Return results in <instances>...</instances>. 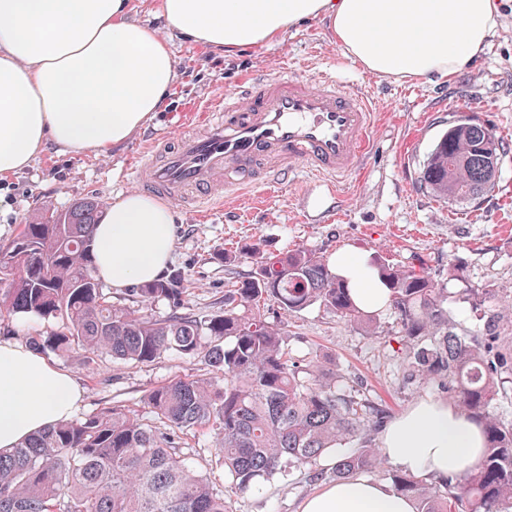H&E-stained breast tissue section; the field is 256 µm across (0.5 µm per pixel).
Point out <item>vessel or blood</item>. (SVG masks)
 Here are the masks:
<instances>
[{"label":"vessel or blood","mask_w":512,"mask_h":512,"mask_svg":"<svg viewBox=\"0 0 512 512\" xmlns=\"http://www.w3.org/2000/svg\"><path fill=\"white\" fill-rule=\"evenodd\" d=\"M371 96L329 74L312 81L279 62L261 79H244L234 97L187 112L176 143H159L135 165L137 188L203 212L228 190L253 195L298 170L332 183L354 172L368 145Z\"/></svg>","instance_id":"vessel-or-blood-1"}]
</instances>
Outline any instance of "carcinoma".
Returning <instances> with one entry per match:
<instances>
[{
	"label": "carcinoma",
	"instance_id": "carcinoma-1",
	"mask_svg": "<svg viewBox=\"0 0 512 512\" xmlns=\"http://www.w3.org/2000/svg\"><path fill=\"white\" fill-rule=\"evenodd\" d=\"M497 169L493 133L457 116L423 162L420 184L465 202L494 185ZM102 215L100 203L87 200L64 210L60 224L37 214L20 225L0 246V315L52 321L46 335L26 338L37 351L142 365L175 355L204 368L147 393L152 425L113 405L0 453V512H229L224 494L180 451L184 436L200 432L213 435L215 466L242 493L336 449L331 470L313 469L312 481L354 478L382 463L371 434L384 410L343 389L322 365L291 360L281 329L252 312L266 301L288 312L318 304L375 333L376 315L357 308L326 257L305 248L266 255L255 244L254 276L224 296L223 312L203 318L186 307L179 268L127 289L134 309L112 302L96 273L91 232ZM370 265L389 288L387 310L412 346L413 368L426 381H446L448 399L485 435L476 469L439 484L401 471L391 476L394 488L417 512H512V420L494 410L512 376V351L498 353L491 342L512 313L486 310L490 286H463L458 299L483 321L478 335L449 315L447 282L429 268L394 266L379 254ZM160 302L167 316L145 313Z\"/></svg>",
	"mask_w": 512,
	"mask_h": 512
}]
</instances>
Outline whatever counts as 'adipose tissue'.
<instances>
[{"label": "adipose tissue", "mask_w": 512, "mask_h": 512, "mask_svg": "<svg viewBox=\"0 0 512 512\" xmlns=\"http://www.w3.org/2000/svg\"><path fill=\"white\" fill-rule=\"evenodd\" d=\"M162 26L129 16L128 0H0V178L28 169L46 146L106 153L162 108L176 75L169 35L224 52L271 41L289 26L327 19L365 71L399 80L452 77L483 53L497 26L494 0H162ZM378 28L380 38L371 37ZM170 205L137 192L114 200L92 230L99 276L115 288L161 276L176 245ZM357 305L384 309L389 291L354 250L330 260ZM68 372L26 346L0 341V453L77 409ZM399 469L436 478L478 466L481 427L443 399L420 400L379 435ZM300 512H417L392 486L362 478L325 485Z\"/></svg>", "instance_id": "ef3b65f1"}]
</instances>
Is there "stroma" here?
I'll list each match as a JSON object with an SVG mask.
<instances>
[{
    "label": "stroma",
    "instance_id": "1",
    "mask_svg": "<svg viewBox=\"0 0 512 512\" xmlns=\"http://www.w3.org/2000/svg\"><path fill=\"white\" fill-rule=\"evenodd\" d=\"M171 49L177 66L171 93L131 140L101 156L60 154L50 146L31 168L0 180V246L32 215L59 212L82 199L107 206L129 192L127 169L144 156L149 140L177 137L190 106H204L241 79L267 73L274 58H286L306 78L333 72L344 62L352 87L368 91L379 103L359 171L334 190L302 176L262 191L259 203L228 198L223 210L202 216L174 205L177 240L171 265L189 276L188 307L203 317L223 311L225 292L256 269L248 251L254 244L280 252L306 248L328 258L345 248L369 257L379 251L399 265L425 262L443 277L456 270L457 280L448 285L452 292L465 281L491 286L490 308L512 301V153L500 151L493 187L464 203L443 199L418 182L433 141L451 115L461 112L484 122L503 145L512 139V12H499L486 50L463 72L418 82L373 75L347 61L321 18L289 27L270 43L224 55L178 34L171 37ZM223 251L232 253L230 262L217 261ZM260 313L282 329L294 361L321 362L347 388L382 405L389 417L442 395L436 383L414 371L389 312L380 314L373 335L317 305L287 313L268 304ZM52 361L84 391L78 416L122 405L147 424L153 421L144 406L147 391L201 366L175 356L147 365L77 354L56 355ZM309 469H290L245 493L226 491L221 478L213 485L223 492L229 512H299L302 500L315 490Z\"/></svg>",
    "mask_w": 512,
    "mask_h": 512
}]
</instances>
